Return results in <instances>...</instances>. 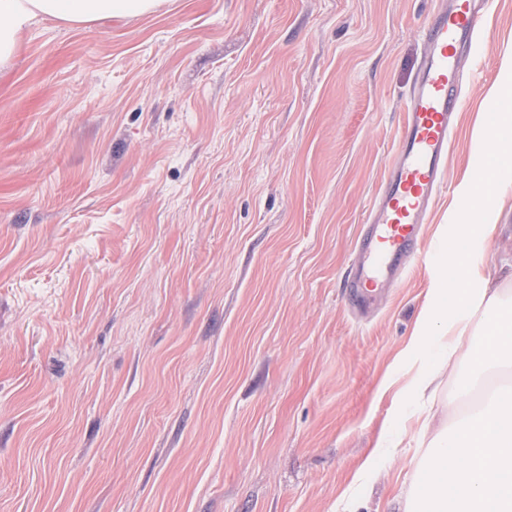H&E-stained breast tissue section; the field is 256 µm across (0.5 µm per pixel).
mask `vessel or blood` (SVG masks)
I'll return each instance as SVG.
<instances>
[{
	"instance_id": "1",
	"label": "vessel or blood",
	"mask_w": 512,
	"mask_h": 512,
	"mask_svg": "<svg viewBox=\"0 0 512 512\" xmlns=\"http://www.w3.org/2000/svg\"><path fill=\"white\" fill-rule=\"evenodd\" d=\"M478 0H443L424 31V53L408 95L394 156L344 281L352 308L368 310L407 263L424 256L422 225L446 184V160L460 99V61L482 30Z\"/></svg>"
}]
</instances>
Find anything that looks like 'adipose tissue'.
Masks as SVG:
<instances>
[{"instance_id":"obj_1","label":"adipose tissue","mask_w":512,"mask_h":512,"mask_svg":"<svg viewBox=\"0 0 512 512\" xmlns=\"http://www.w3.org/2000/svg\"><path fill=\"white\" fill-rule=\"evenodd\" d=\"M163 0H0V69L18 39L38 19L89 24L102 18L144 15ZM472 163L483 175L458 188L456 237L463 250L447 247L443 268L428 288V307L417 323L403 364L410 381L403 395L428 405L440 389L436 350L452 357L465 349L469 375L464 389L480 386L486 373L512 367V315L498 314L505 287L491 284L486 249L497 230V209L488 184L512 180V109L473 136ZM482 324H474L477 314ZM428 466L441 486L432 497L409 487L404 512H512V383L491 389L485 402L449 433L437 432L427 450Z\"/></svg>"}]
</instances>
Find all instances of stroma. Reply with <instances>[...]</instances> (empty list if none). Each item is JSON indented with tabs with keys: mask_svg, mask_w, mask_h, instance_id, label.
I'll use <instances>...</instances> for the list:
<instances>
[{
	"mask_svg": "<svg viewBox=\"0 0 512 512\" xmlns=\"http://www.w3.org/2000/svg\"><path fill=\"white\" fill-rule=\"evenodd\" d=\"M438 0H165L87 25L34 24L0 72V512H336L358 487L401 512L452 426L463 352L430 410L381 381L427 305V260L355 318L344 279L392 159ZM512 55L493 0L464 55L446 164ZM512 258V183L494 184Z\"/></svg>",
	"mask_w": 512,
	"mask_h": 512,
	"instance_id": "obj_1",
	"label": "stroma"
}]
</instances>
